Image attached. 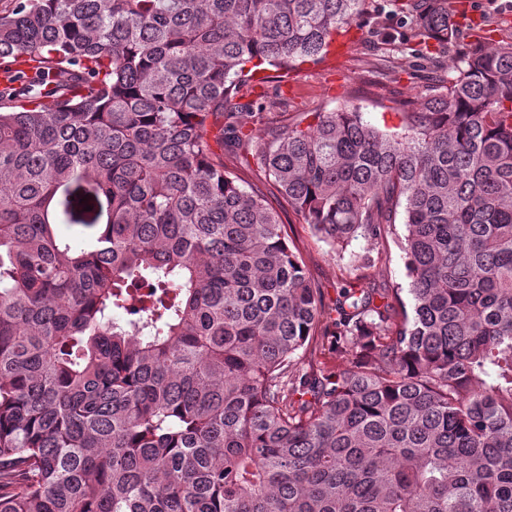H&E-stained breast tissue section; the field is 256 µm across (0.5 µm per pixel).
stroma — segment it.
Instances as JSON below:
<instances>
[{"label": "stroma", "instance_id": "1", "mask_svg": "<svg viewBox=\"0 0 512 512\" xmlns=\"http://www.w3.org/2000/svg\"><path fill=\"white\" fill-rule=\"evenodd\" d=\"M462 8L455 41L431 46L435 70L420 66L419 44L401 18H385L384 0H366L362 13L345 32L341 48L329 50L319 62L300 63L279 84L253 81L242 88L249 100L262 101L265 120L245 115L240 122L254 139L266 138V122L288 123L309 112H326L354 102L367 121L377 126L398 124L399 106L418 107L425 94L453 72L463 52L512 42V0H451ZM290 247L296 248L310 277L334 304L342 284L358 278L349 260L338 258L314 237L308 224L291 208H283Z\"/></svg>", "mask_w": 512, "mask_h": 512}]
</instances>
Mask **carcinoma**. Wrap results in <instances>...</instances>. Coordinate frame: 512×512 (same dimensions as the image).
Here are the masks:
<instances>
[{
    "label": "carcinoma",
    "mask_w": 512,
    "mask_h": 512,
    "mask_svg": "<svg viewBox=\"0 0 512 512\" xmlns=\"http://www.w3.org/2000/svg\"><path fill=\"white\" fill-rule=\"evenodd\" d=\"M364 2L0 15V64L34 71L0 84V512H512V43L397 126L231 122ZM391 7L429 64L457 35L448 0ZM283 202L339 253L403 224L411 310L364 274L324 328ZM224 163L229 167L235 168L239 176L247 183L258 184L263 187L266 192H274L275 189L266 184L258 175L253 167H247L243 163V152L233 148L224 146Z\"/></svg>",
    "instance_id": "obj_1"
}]
</instances>
